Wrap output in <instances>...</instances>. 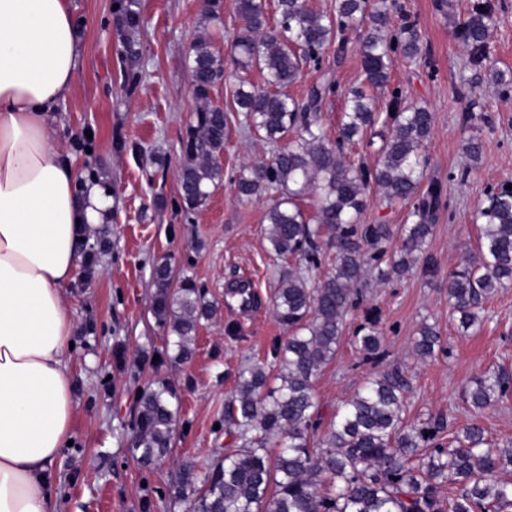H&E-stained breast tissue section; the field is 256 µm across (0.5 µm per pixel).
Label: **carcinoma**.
<instances>
[{
  "label": "carcinoma",
  "mask_w": 512,
  "mask_h": 512,
  "mask_svg": "<svg viewBox=\"0 0 512 512\" xmlns=\"http://www.w3.org/2000/svg\"><path fill=\"white\" fill-rule=\"evenodd\" d=\"M115 25L123 36L126 58L142 55L139 0H116ZM278 17L270 20L265 0H238L240 25L230 47L234 68L258 69L265 86L240 77L233 94L235 110L260 137L277 141L292 130L298 136L267 162L245 164L235 179L241 198L267 190L279 193L265 213L271 252L309 266L319 263V240L328 235L336 249V272L314 283L303 272L285 267L274 292L273 310L289 334L275 348L280 361L276 382L256 362L238 374L224 402V421L237 428L243 445L209 465L203 478L184 465L173 486L174 497L189 502V512H512V437L491 443L477 425L465 428L454 447L439 442L441 419L407 424L403 413L407 380L398 368L373 373L364 388L347 400L333 420L323 424L312 381L336 357L344 316L363 300L371 284L409 273L433 233L430 216L438 209L442 187L421 188L428 160L422 153L434 115L424 106L402 104L394 93L381 116L368 88H383L393 55L414 58L422 46L414 24L403 21L386 33V7L369 0H337L335 14L318 11L307 0H276ZM369 17L359 44L365 87L346 99L339 136L327 138L320 126L324 101L336 94L330 75L302 99L285 92L304 67L319 63L338 34ZM491 4L480 0L459 26V37L475 60H486ZM187 59L195 109L182 139L180 170L184 207L195 210L224 181L220 157L228 117L211 103L210 91L224 80V52L208 35L190 43ZM388 124L373 167L347 160L343 147L374 128ZM377 187L389 201L417 197L401 245L387 254L392 232L386 224H360L366 193ZM311 198L316 215L303 207ZM478 260L448 273V298L469 328L478 311L499 289L512 283V190L487 193L480 209ZM151 311L174 335L166 362H184L201 320L217 313L215 303L190 278L171 287L169 264L154 272ZM363 361H377L381 342L369 326L357 337ZM440 338L434 327L418 331L414 348L420 358L434 355ZM512 393V373L501 368L474 381L467 398L478 408ZM181 395L166 379L153 381L140 395L132 436L133 451L144 465L169 453ZM278 447L272 457L268 445ZM445 485L454 493L442 500Z\"/></svg>",
  "instance_id": "cac0c4a2"
}]
</instances>
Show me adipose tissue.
Listing matches in <instances>:
<instances>
[{
  "instance_id": "adipose-tissue-1",
  "label": "adipose tissue",
  "mask_w": 512,
  "mask_h": 512,
  "mask_svg": "<svg viewBox=\"0 0 512 512\" xmlns=\"http://www.w3.org/2000/svg\"><path fill=\"white\" fill-rule=\"evenodd\" d=\"M79 57L70 0H0V512H58L51 484L73 435L64 290L80 244L110 221L102 189L56 147Z\"/></svg>"
}]
</instances>
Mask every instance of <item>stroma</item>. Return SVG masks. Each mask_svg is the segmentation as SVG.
I'll return each instance as SVG.
<instances>
[{"instance_id":"35a3bbf8","label":"stroma","mask_w":512,"mask_h":512,"mask_svg":"<svg viewBox=\"0 0 512 512\" xmlns=\"http://www.w3.org/2000/svg\"><path fill=\"white\" fill-rule=\"evenodd\" d=\"M488 53L495 69L512 73V0H490ZM475 0H396L391 28L415 23L420 58H393L386 88L375 91L379 110L392 92L407 105L434 114L427 178L443 186L424 261L403 277L369 290L344 321L335 359L314 383L324 418L364 385V364L355 336L373 324L385 353L384 367H396L409 381L404 418H443L444 442L470 422L489 440L512 436V395L478 411L466 400L473 379L504 367L512 370V286L499 289L479 313L476 326L461 329L448 301V273L475 261L479 251L478 208L489 186L512 182V84H496L491 69L476 63L458 37L460 23ZM79 22L81 52L72 92L57 106L61 145L75 156L82 180L105 178L112 195L110 223L89 234L84 264L64 290L75 324L70 374L75 395L73 444L57 466L61 512H185L169 492L186 463L204 474L209 461L239 448L224 424V401L239 371L263 362L277 372L274 347L288 334L273 314L272 299L283 260L270 251L264 215L268 197L240 198L233 183L242 165L269 160L274 148L240 122L233 105V76L210 93L228 114L224 140V181L208 202L185 210L180 198L181 141L195 106L186 52L199 35L228 48L239 26L236 0H224L221 21L202 15L201 0H141L143 55L140 81H124L129 64L115 28L114 0H72ZM343 51L328 49L321 65L305 66L289 87L303 96L331 73L338 90L325 100L321 123L338 134L349 91L362 80L359 33L347 31ZM482 154L471 160L469 139ZM411 203L388 201L370 189L360 215L364 224L390 225L402 235ZM167 259L173 280L193 278L218 313L198 327L193 354L180 365L158 366L155 357L170 347L150 304L153 267ZM246 281L255 294L248 307L225 304L224 290ZM439 332L444 349L421 359L414 341L422 325ZM181 393L172 450L157 466H142L130 432L138 395L157 376Z\"/></svg>"}]
</instances>
